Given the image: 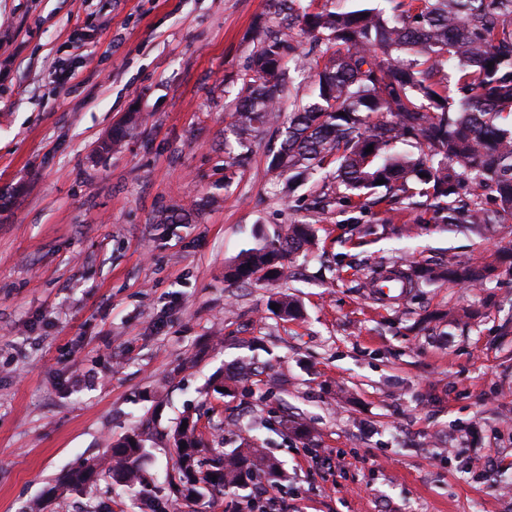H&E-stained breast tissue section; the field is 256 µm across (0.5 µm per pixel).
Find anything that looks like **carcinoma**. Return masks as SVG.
Listing matches in <instances>:
<instances>
[{"mask_svg": "<svg viewBox=\"0 0 512 512\" xmlns=\"http://www.w3.org/2000/svg\"><path fill=\"white\" fill-rule=\"evenodd\" d=\"M272 2L278 29L260 42L239 77L224 129V143L235 140L238 152L228 156L225 169L246 167L251 137L278 122L285 89L304 71L308 99L292 102L269 171L293 181L325 170L330 181L314 182L311 220L294 222L242 254L231 267L233 279H279L285 262L312 236V222L333 206L350 213L349 223L360 224L376 205L395 216L405 210L404 200L420 196L437 220L469 224L477 232L496 224L512 236V0H393L389 16L357 7L362 0H340L338 8L323 5L300 17L293 15L294 0ZM295 24L309 39L305 52L295 45ZM399 142L418 153L393 152ZM381 179L385 183L376 184ZM487 190L492 208L482 202ZM188 215L174 203L161 223L183 224ZM492 271L482 258L413 263L382 269L375 281H394L406 293L438 280L479 286ZM170 433L176 454L172 498L149 504L152 512H170L209 489L243 488L281 470L253 444L230 451L206 447L193 420L184 429L176 423ZM203 453L210 454L205 463ZM146 455L134 434L113 445L109 460L92 459L66 474L60 489L80 491L105 475L142 494L150 486Z\"/></svg>", "mask_w": 512, "mask_h": 512, "instance_id": "obj_1", "label": "carcinoma"}]
</instances>
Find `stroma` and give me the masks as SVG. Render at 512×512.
<instances>
[{
    "mask_svg": "<svg viewBox=\"0 0 512 512\" xmlns=\"http://www.w3.org/2000/svg\"><path fill=\"white\" fill-rule=\"evenodd\" d=\"M270 5L0 0V192H21L0 210V512H148L107 477L57 487L136 431L166 498L186 413L211 446L258 442L288 480L183 512H512V267L392 304L370 288L379 268L505 239L419 205L357 228L331 212L279 281L225 276L311 212L308 186L267 169L278 133L224 179L225 106ZM175 202L188 222L159 223ZM282 293L301 317L272 309Z\"/></svg>",
    "mask_w": 512,
    "mask_h": 512,
    "instance_id": "obj_1",
    "label": "stroma"
}]
</instances>
